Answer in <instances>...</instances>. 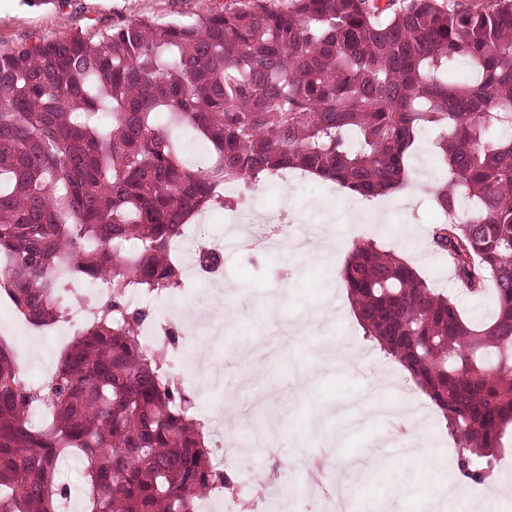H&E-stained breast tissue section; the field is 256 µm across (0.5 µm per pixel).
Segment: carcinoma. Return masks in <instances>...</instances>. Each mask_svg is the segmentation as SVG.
<instances>
[{"label": "carcinoma", "mask_w": 512, "mask_h": 512, "mask_svg": "<svg viewBox=\"0 0 512 512\" xmlns=\"http://www.w3.org/2000/svg\"><path fill=\"white\" fill-rule=\"evenodd\" d=\"M161 113L198 133L208 169L185 167ZM425 125L449 219L433 245L492 318L466 320L372 241L340 278L367 336L448 424L459 473L484 485L512 429V0H233L193 23L139 18L0 53V280L35 328L81 305L62 285L106 289L46 382L22 386L0 346V512H60L71 454L88 462L85 512H196L217 484L235 495L168 375L177 332L147 346L131 293L183 287L172 244L224 209L226 181L302 169L375 197L405 183ZM198 262L214 272L224 252Z\"/></svg>", "instance_id": "1"}]
</instances>
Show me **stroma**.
Returning a JSON list of instances; mask_svg holds the SVG:
<instances>
[{"label": "stroma", "instance_id": "1", "mask_svg": "<svg viewBox=\"0 0 512 512\" xmlns=\"http://www.w3.org/2000/svg\"><path fill=\"white\" fill-rule=\"evenodd\" d=\"M220 0H0V52L35 38L95 35L146 17L166 25L192 22ZM437 133L422 128L406 184L371 199L378 229L360 225L354 195L332 183L300 188L261 180L233 208L205 215L203 239L238 221L254 233L259 216L285 208L311 241L327 238L324 257L278 244L268 252L230 250L215 286L185 287L150 307L178 330L194 328L197 355L183 378L198 410L220 412L224 467L249 470L263 497L287 490L308 512L321 490H308L295 458L333 448L337 460L362 458L342 476L356 512H434L440 492L464 481L448 450L444 419L402 366L367 340L339 271L366 241L393 252L427 282L456 297L467 319L484 321L486 299L466 294L431 244L438 220L435 194L441 162Z\"/></svg>", "mask_w": 512, "mask_h": 512}]
</instances>
